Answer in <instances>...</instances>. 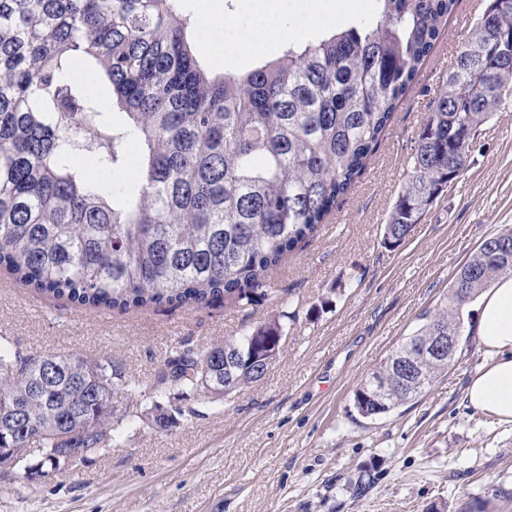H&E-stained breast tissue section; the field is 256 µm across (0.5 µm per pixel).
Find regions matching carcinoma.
Here are the masks:
<instances>
[{
    "label": "carcinoma",
    "mask_w": 512,
    "mask_h": 512,
    "mask_svg": "<svg viewBox=\"0 0 512 512\" xmlns=\"http://www.w3.org/2000/svg\"><path fill=\"white\" fill-rule=\"evenodd\" d=\"M458 0H378L377 12L245 72L214 75L194 55L182 0H0V268L42 294L94 310L208 306L248 299L314 237L384 137L405 91L448 27ZM93 71L111 89L73 79ZM512 102V0H490L469 29L418 135L410 175L384 224L398 248L468 166L469 148ZM114 187L75 163L124 167ZM512 277V228L482 241L438 308L389 355L452 330L498 277ZM285 337L278 320L168 358L151 390L156 413L175 385L214 403L261 379ZM448 357L402 385L388 361L355 391L359 415L420 396ZM142 396L109 356L30 354L0 336V460L39 448L57 471L89 433L93 453L118 444L112 400Z\"/></svg>",
    "instance_id": "obj_1"
}]
</instances>
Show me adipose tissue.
I'll return each instance as SVG.
<instances>
[{"label": "adipose tissue", "instance_id": "adipose-tissue-1", "mask_svg": "<svg viewBox=\"0 0 512 512\" xmlns=\"http://www.w3.org/2000/svg\"><path fill=\"white\" fill-rule=\"evenodd\" d=\"M479 343L492 353L491 361L470 380V407L512 421V277L501 278L484 292L476 325Z\"/></svg>", "mask_w": 512, "mask_h": 512}]
</instances>
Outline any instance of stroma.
<instances>
[{
    "instance_id": "stroma-1",
    "label": "stroma",
    "mask_w": 512,
    "mask_h": 512,
    "mask_svg": "<svg viewBox=\"0 0 512 512\" xmlns=\"http://www.w3.org/2000/svg\"><path fill=\"white\" fill-rule=\"evenodd\" d=\"M302 38L373 15L377 0H184L192 20L222 17L224 41L194 45L211 70L243 71L279 55L264 39L281 4ZM459 0L447 33L404 95L361 175L273 281L284 300L232 297L204 308L80 309L0 270V335L34 352L103 355L149 390L187 342L198 349L286 315L287 336L258 381L163 430L139 416L152 402L115 398L119 444L76 471L14 478L0 468V512H512V422L469 407L466 388L489 359L470 339L427 393L369 420L353 397L421 315L447 294L480 243L512 227V108L497 112L466 170L396 250L383 226L408 178L432 102L465 38ZM369 492L354 496L356 480Z\"/></svg>"
}]
</instances>
